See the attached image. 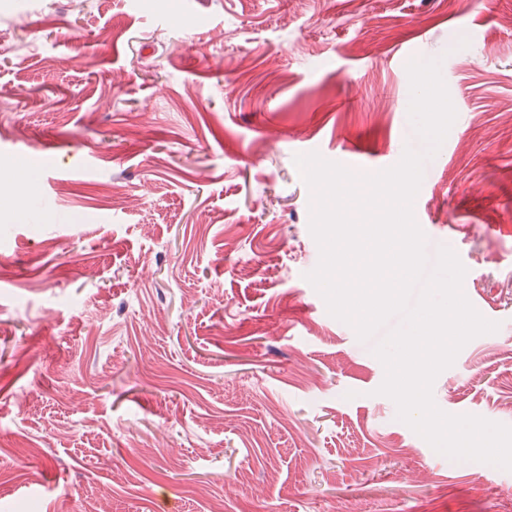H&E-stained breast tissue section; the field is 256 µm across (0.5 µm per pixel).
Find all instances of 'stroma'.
<instances>
[{"mask_svg":"<svg viewBox=\"0 0 512 512\" xmlns=\"http://www.w3.org/2000/svg\"><path fill=\"white\" fill-rule=\"evenodd\" d=\"M409 48L457 112L427 258L500 324L433 397L512 426V0H0V165L38 182L0 172V512H512L378 394L400 317L359 341L304 278L294 157L423 151Z\"/></svg>","mask_w":512,"mask_h":512,"instance_id":"35a3bbf8","label":"stroma"}]
</instances>
